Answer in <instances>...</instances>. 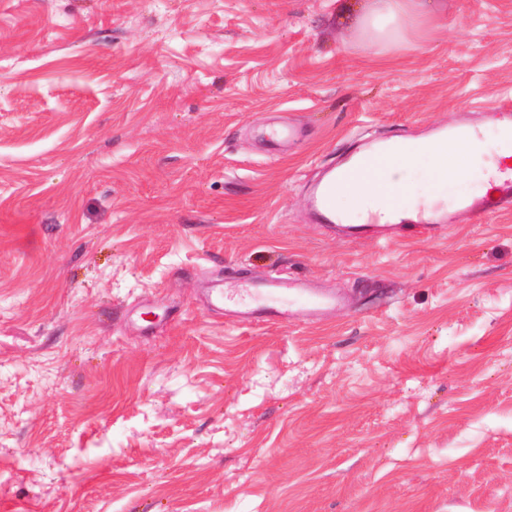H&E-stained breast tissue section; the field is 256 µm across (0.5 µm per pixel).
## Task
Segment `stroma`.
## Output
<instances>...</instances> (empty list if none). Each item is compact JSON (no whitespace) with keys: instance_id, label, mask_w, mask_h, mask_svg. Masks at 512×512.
<instances>
[{"instance_id":"1","label":"stroma","mask_w":512,"mask_h":512,"mask_svg":"<svg viewBox=\"0 0 512 512\" xmlns=\"http://www.w3.org/2000/svg\"><path fill=\"white\" fill-rule=\"evenodd\" d=\"M0 0V512H512V208L317 223L355 144L512 98V0ZM297 126L275 144L264 130ZM343 300L280 326L216 278ZM368 9L358 18L357 28L373 44L400 41L419 34L428 14L427 0H370Z\"/></svg>"}]
</instances>
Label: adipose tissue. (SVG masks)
I'll return each instance as SVG.
<instances>
[{
    "instance_id": "obj_1",
    "label": "adipose tissue",
    "mask_w": 512,
    "mask_h": 512,
    "mask_svg": "<svg viewBox=\"0 0 512 512\" xmlns=\"http://www.w3.org/2000/svg\"><path fill=\"white\" fill-rule=\"evenodd\" d=\"M427 16L425 0H371L357 20V28L372 43L400 41L420 33ZM482 146V137L474 134L464 142L431 146L419 155L386 157L364 172L357 188H342L339 196L347 200L351 210L373 209L390 222L394 219L388 208L392 199H400L412 210L432 209L447 199L449 188L460 185L475 169L480 172L484 190H491L503 177L505 165L512 163V142L499 141L490 152L483 151ZM412 171L425 177L426 192H417L408 178Z\"/></svg>"
}]
</instances>
